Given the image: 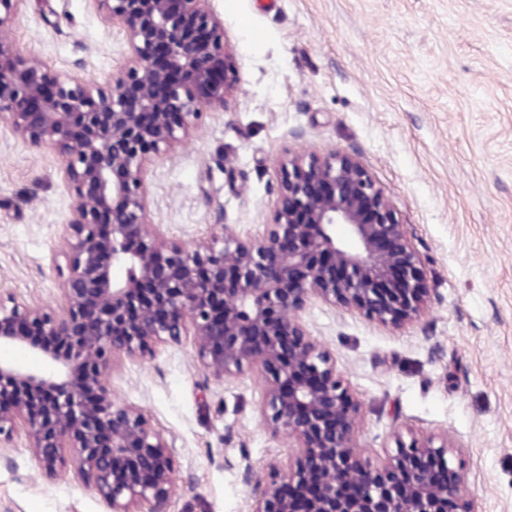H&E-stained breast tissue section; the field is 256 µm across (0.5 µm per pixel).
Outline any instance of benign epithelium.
<instances>
[{
  "label": "benign epithelium",
  "instance_id": "1",
  "mask_svg": "<svg viewBox=\"0 0 512 512\" xmlns=\"http://www.w3.org/2000/svg\"><path fill=\"white\" fill-rule=\"evenodd\" d=\"M24 2L0 0V121L56 151L72 203L58 227L62 309L0 298V347L42 361L0 360V447L24 440L47 477L72 468L110 512H165L168 445L141 410L115 404L110 377L117 360L191 336L216 380L258 369L267 420L295 442L296 469L256 512H473L449 438L415 439L376 465L358 457L357 403L303 323L310 299L393 326L420 314L421 258L360 158L288 157L261 236L226 224L191 249L168 242L148 221L144 173L203 110L224 107L236 75L224 22L209 0H93L127 43L104 92L17 55Z\"/></svg>",
  "mask_w": 512,
  "mask_h": 512
}]
</instances>
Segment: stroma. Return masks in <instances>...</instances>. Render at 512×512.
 <instances>
[{
	"label": "stroma",
	"mask_w": 512,
	"mask_h": 512,
	"mask_svg": "<svg viewBox=\"0 0 512 512\" xmlns=\"http://www.w3.org/2000/svg\"><path fill=\"white\" fill-rule=\"evenodd\" d=\"M238 79L148 179L151 224L185 247L271 223L289 154L358 153L420 254L421 316L393 328L330 302L303 319L358 404L357 451L451 437L476 512H512V0H211ZM22 57L110 90L122 34L91 0H26ZM50 149L0 124V284L53 310L52 257L71 192ZM112 398L170 446L167 512H254L296 454L264 420L247 364L201 369L191 337L112 369ZM0 512H109L71 473L46 478L24 441L0 449Z\"/></svg>",
	"instance_id": "obj_1"
}]
</instances>
